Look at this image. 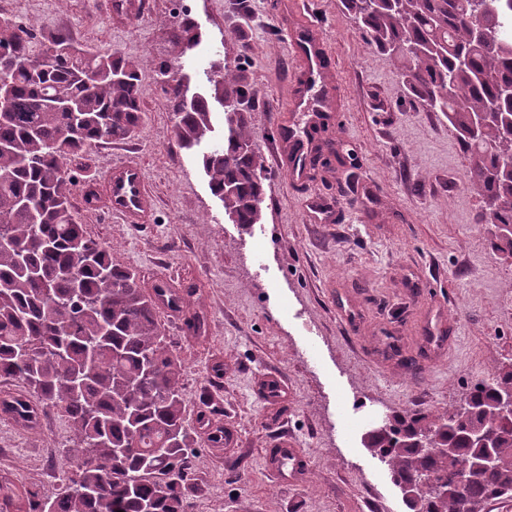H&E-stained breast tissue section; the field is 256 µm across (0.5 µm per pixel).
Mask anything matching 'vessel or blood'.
Returning <instances> with one entry per match:
<instances>
[{"instance_id": "obj_1", "label": "vessel or blood", "mask_w": 512, "mask_h": 512, "mask_svg": "<svg viewBox=\"0 0 512 512\" xmlns=\"http://www.w3.org/2000/svg\"><path fill=\"white\" fill-rule=\"evenodd\" d=\"M316 25L311 21L298 22L289 36L292 55L302 62L307 82L324 85L329 80L326 59L315 38ZM331 108L329 98L313 100L304 95L293 103L294 111L306 116L308 123L325 120ZM276 143L287 148L285 173L290 181L303 182L311 157L308 140L297 136L292 128L282 127L276 132ZM89 211H104L128 224H150L154 221V196L145 169L136 161L124 159L112 162L103 172L95 195L86 204ZM268 467L284 483L293 482L304 468V457L295 444L280 441L266 455Z\"/></svg>"}]
</instances>
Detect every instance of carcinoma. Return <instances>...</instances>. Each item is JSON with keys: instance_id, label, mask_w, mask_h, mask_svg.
Segmentation results:
<instances>
[{"instance_id": "cac0c4a2", "label": "carcinoma", "mask_w": 512, "mask_h": 512, "mask_svg": "<svg viewBox=\"0 0 512 512\" xmlns=\"http://www.w3.org/2000/svg\"><path fill=\"white\" fill-rule=\"evenodd\" d=\"M369 44L400 63L416 106L448 120L469 160L467 188L482 199L479 224L496 229L491 248L512 256V39L502 20L512 0H346ZM483 10L485 32L470 21ZM181 59L201 42L187 16L170 31ZM53 45L73 53L59 57ZM0 72L11 87L0 112V378L21 384L28 404L0 397V413L32 426L53 410L71 429L68 476L55 496L0 476V512H191L199 491L186 418L184 361L157 317L158 299L112 248L89 236L71 203L73 164L101 141L136 135L140 65L113 51L86 49L66 36L39 39L0 17ZM153 72L174 114L176 147L191 152L212 129L206 97L181 100L189 78L161 60ZM91 74V82L84 80ZM224 102V148L202 155L211 190L236 224L262 221L265 164L253 150L248 91L233 70L206 73ZM512 390V361L476 382L463 403L442 411L387 415L365 447L389 477L410 487L411 512H485L512 498V418L500 396ZM486 437L496 465L475 480L466 465ZM460 475L448 494L431 480Z\"/></svg>"}]
</instances>
